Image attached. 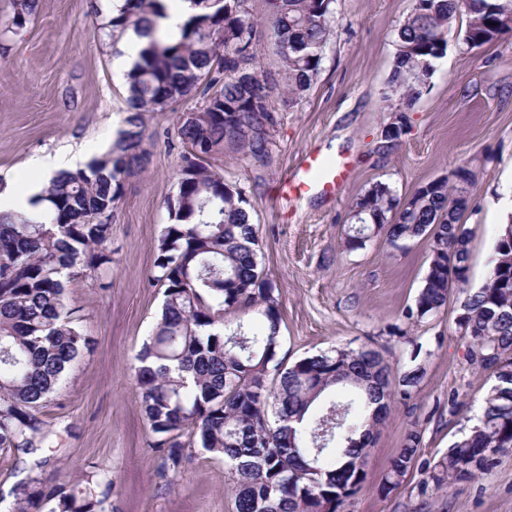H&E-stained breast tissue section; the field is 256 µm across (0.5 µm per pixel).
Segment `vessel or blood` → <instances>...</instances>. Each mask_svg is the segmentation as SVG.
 <instances>
[{"instance_id": "obj_1", "label": "vessel or blood", "mask_w": 512, "mask_h": 512, "mask_svg": "<svg viewBox=\"0 0 512 512\" xmlns=\"http://www.w3.org/2000/svg\"><path fill=\"white\" fill-rule=\"evenodd\" d=\"M348 178V162L344 157L329 160L324 155L311 153L306 156L300 174L285 180L277 188L278 198L301 197L317 190L326 195H336Z\"/></svg>"}]
</instances>
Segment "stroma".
<instances>
[{"mask_svg":"<svg viewBox=\"0 0 512 512\" xmlns=\"http://www.w3.org/2000/svg\"><path fill=\"white\" fill-rule=\"evenodd\" d=\"M415 0H336L337 22L310 89L280 110L275 160L256 168L227 152L211 164L241 188L258 229V259L276 286L282 314L278 355L287 362L334 348L386 346L394 371L419 367L411 398L396 402L370 448L364 489L347 512H512V452L481 477L433 495L424 480L476 421L472 393L491 379L470 366L468 342L457 324L460 292L447 307L408 320L429 263L426 241L388 246L383 237L352 250L350 213L373 184L407 198L423 184L464 166L470 236L468 288L487 279L496 241L512 221V33L473 48L454 21L444 56L418 100L406 103L390 84L397 32ZM13 0H0V191L22 187L37 159L90 160L107 151L126 115L125 78L113 66L122 33H110L109 0H39L22 29L7 31ZM202 94L145 115L152 133L144 177L127 186L112 211L111 264L71 284L88 340L61 394L48 400L46 418L62 433L44 449L70 481L87 466L110 472L115 490L105 512H234L224 463L193 450L174 485L159 475L134 377V357L152 332L163 300L150 286L154 246L169 223L168 198L177 190L183 147L181 113ZM402 124L398 138L387 130ZM336 150L349 177L336 198L309 194L288 202L273 193L311 150ZM459 414L448 417V398ZM421 434L420 456L388 496L377 493L409 425Z\"/></svg>","mask_w":512,"mask_h":512,"instance_id":"35a3bbf8","label":"stroma"}]
</instances>
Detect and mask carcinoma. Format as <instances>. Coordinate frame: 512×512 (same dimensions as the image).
Segmentation results:
<instances>
[{"label": "carcinoma", "instance_id": "carcinoma-1", "mask_svg": "<svg viewBox=\"0 0 512 512\" xmlns=\"http://www.w3.org/2000/svg\"><path fill=\"white\" fill-rule=\"evenodd\" d=\"M190 2L198 12L174 42L157 30L164 0H123L111 32L132 28L148 38L127 74L124 127L104 154L50 177L38 214H0V454L30 459L38 469L47 464L39 454L57 431L43 417L44 403L86 345L68 288L112 262V225L100 218L112 216L123 197V175L147 170L144 113L201 89L204 105L179 118V135L204 156L182 154L177 193L168 201L173 223L157 239L149 278L163 288L161 312L135 356L150 447L170 485L194 448L230 465L235 512H344L364 488L362 449L391 415L394 397H411L418 370L404 371L393 385L375 348H337L292 364L277 358L282 316L258 260L257 228L242 190L209 164L227 149L252 164L270 163L267 127L279 121L271 93L282 89L292 103L309 89L333 30L334 0H271L265 24L281 50L276 74L260 65V22L249 0ZM38 5L13 0L12 27H23ZM459 14L466 15L463 40L475 47L477 35L483 45L504 35L498 25L512 17V0H422L398 30L390 76L407 101L417 99L445 54ZM459 194L444 177L403 201L377 183L355 203L363 226L353 229L350 248L365 246L371 232L391 246L428 242L431 260L409 320L445 307L449 276L469 269L467 229L454 225ZM461 293L468 358L494 384L482 395L478 423L428 468L424 484L436 493L473 480L512 451V244L499 238L484 285ZM420 441L410 424L380 492L391 493L414 468ZM114 488L93 465L78 484L61 470L41 472L14 486L10 512H104Z\"/></svg>", "mask_w": 512, "mask_h": 512}]
</instances>
